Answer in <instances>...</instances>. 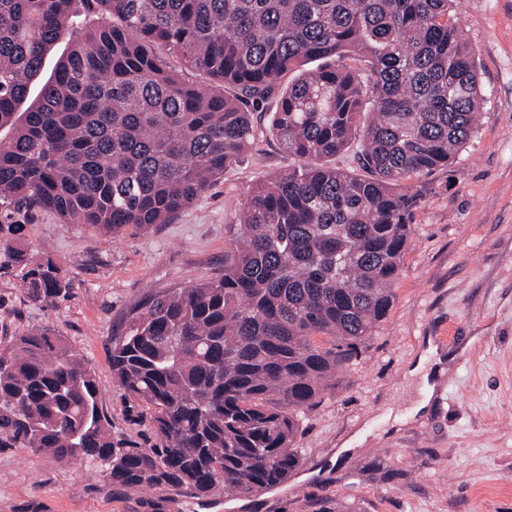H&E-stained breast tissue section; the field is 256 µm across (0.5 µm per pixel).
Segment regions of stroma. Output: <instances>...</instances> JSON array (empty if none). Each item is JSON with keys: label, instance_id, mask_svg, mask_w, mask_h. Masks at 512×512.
Here are the masks:
<instances>
[{"label": "stroma", "instance_id": "stroma-1", "mask_svg": "<svg viewBox=\"0 0 512 512\" xmlns=\"http://www.w3.org/2000/svg\"><path fill=\"white\" fill-rule=\"evenodd\" d=\"M479 65L486 103L448 166L413 177L423 198L394 285L393 306L360 357L305 412L302 462L271 493L205 500L112 485L99 464L60 466L28 448H0V512H512V0H455ZM255 123L246 153L168 224L112 239L53 211L0 208L21 242L67 271L70 295L32 301L0 273V342L38 328L65 336L95 372L112 436L149 446L147 424L113 385L110 338L149 293L224 269L228 228L256 181L295 166ZM455 352L423 417L429 346ZM354 451L346 446L355 438Z\"/></svg>", "mask_w": 512, "mask_h": 512}]
</instances>
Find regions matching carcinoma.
<instances>
[{"mask_svg": "<svg viewBox=\"0 0 512 512\" xmlns=\"http://www.w3.org/2000/svg\"><path fill=\"white\" fill-rule=\"evenodd\" d=\"M453 2L0 0V205L114 237L165 224L239 160L249 105L272 99V133L298 161L252 189L221 276L148 295L112 339V382L149 447L112 438L95 372L35 329L0 345V448L93 459L117 486L198 499L288 480L303 411L392 307L420 199L405 181L450 164L482 109ZM88 11L105 22L83 27ZM157 43L235 94L184 82ZM356 140L368 178L331 162ZM19 228L0 224V270L33 301L67 297L65 270L23 249Z\"/></svg>", "mask_w": 512, "mask_h": 512, "instance_id": "cac0c4a2", "label": "carcinoma"}]
</instances>
